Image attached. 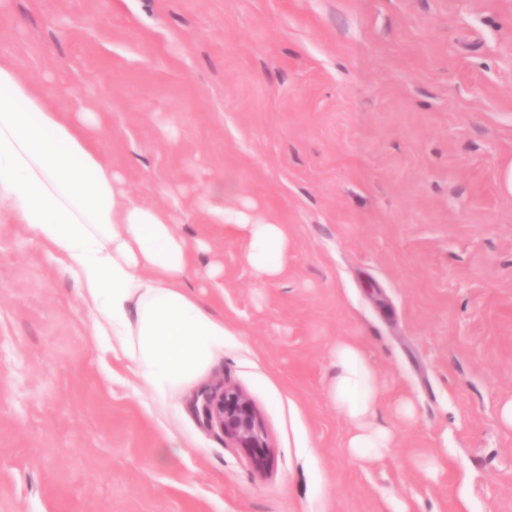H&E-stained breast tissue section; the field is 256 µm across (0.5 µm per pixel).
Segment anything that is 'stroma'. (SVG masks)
<instances>
[{"label": "stroma", "instance_id": "1", "mask_svg": "<svg viewBox=\"0 0 512 512\" xmlns=\"http://www.w3.org/2000/svg\"><path fill=\"white\" fill-rule=\"evenodd\" d=\"M0 56L96 112L129 195L206 242L210 307L223 262L229 331L160 410L49 249L0 223V512H512V0H9ZM213 181L286 225L272 284L207 223ZM339 341L380 382L372 462L328 396ZM222 382L266 470L198 416Z\"/></svg>", "mask_w": 512, "mask_h": 512}]
</instances>
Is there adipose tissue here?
<instances>
[{"label": "adipose tissue", "mask_w": 512, "mask_h": 512, "mask_svg": "<svg viewBox=\"0 0 512 512\" xmlns=\"http://www.w3.org/2000/svg\"><path fill=\"white\" fill-rule=\"evenodd\" d=\"M97 124L84 109L70 117L60 91L0 58V218L33 231L77 280L94 336L131 362L162 408L223 356L228 331L188 285L193 249L174 213L129 199L91 134ZM225 193L209 184L200 207L242 239L258 279L274 281L288 256L286 226L226 207ZM334 356L341 371L329 396L352 426L347 446L378 459L391 442L374 423L380 385L356 345L337 343Z\"/></svg>", "instance_id": "adipose-tissue-1"}]
</instances>
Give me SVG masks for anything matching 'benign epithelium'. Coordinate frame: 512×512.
Instances as JSON below:
<instances>
[{
  "label": "benign epithelium",
  "instance_id": "1",
  "mask_svg": "<svg viewBox=\"0 0 512 512\" xmlns=\"http://www.w3.org/2000/svg\"><path fill=\"white\" fill-rule=\"evenodd\" d=\"M197 399L200 400L198 414L204 422L217 426L224 437L252 453L257 467L267 465L262 419L240 389L222 384L202 391Z\"/></svg>",
  "mask_w": 512,
  "mask_h": 512
}]
</instances>
